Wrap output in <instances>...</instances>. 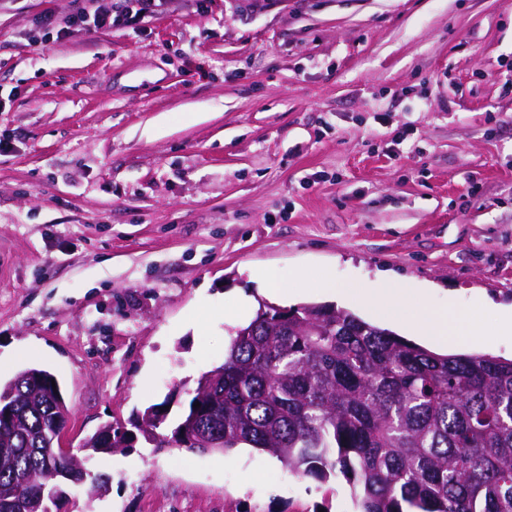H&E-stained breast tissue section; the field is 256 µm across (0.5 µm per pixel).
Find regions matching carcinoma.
<instances>
[{"label": "carcinoma", "instance_id": "1", "mask_svg": "<svg viewBox=\"0 0 512 512\" xmlns=\"http://www.w3.org/2000/svg\"><path fill=\"white\" fill-rule=\"evenodd\" d=\"M55 377L30 366L0 382V512L25 509L27 483H55L52 427L70 408ZM199 454L260 450L294 476L342 475L358 512H512V359L438 354L333 305L259 304L224 363L192 392ZM157 441L166 418L139 414ZM95 453L126 449L87 439Z\"/></svg>", "mask_w": 512, "mask_h": 512}]
</instances>
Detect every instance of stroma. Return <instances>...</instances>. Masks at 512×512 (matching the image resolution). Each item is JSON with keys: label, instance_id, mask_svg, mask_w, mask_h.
I'll use <instances>...</instances> for the list:
<instances>
[{"label": "stroma", "instance_id": "obj_1", "mask_svg": "<svg viewBox=\"0 0 512 512\" xmlns=\"http://www.w3.org/2000/svg\"><path fill=\"white\" fill-rule=\"evenodd\" d=\"M76 0H0V380L35 366L65 440L186 407L254 270H390L512 358V0H169L138 29L42 40ZM61 512H352L345 478L250 448L96 454Z\"/></svg>", "mask_w": 512, "mask_h": 512}]
</instances>
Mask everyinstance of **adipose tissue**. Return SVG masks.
<instances>
[{"label":"adipose tissue","instance_id":"ef3b65f1","mask_svg":"<svg viewBox=\"0 0 512 512\" xmlns=\"http://www.w3.org/2000/svg\"><path fill=\"white\" fill-rule=\"evenodd\" d=\"M321 292L340 296L350 302L372 305L388 311L392 326L416 336H424L440 347H447L450 336L466 324L467 316L454 307L436 308L430 305L422 289L407 279L385 275L375 287L357 288L337 285L329 273L318 281Z\"/></svg>","mask_w":512,"mask_h":512}]
</instances>
